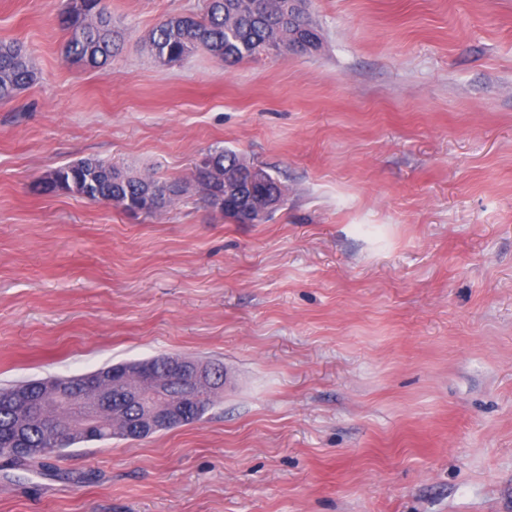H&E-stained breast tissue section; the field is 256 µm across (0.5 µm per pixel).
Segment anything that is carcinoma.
Masks as SVG:
<instances>
[{
    "instance_id": "cac0c4a2",
    "label": "carcinoma",
    "mask_w": 512,
    "mask_h": 512,
    "mask_svg": "<svg viewBox=\"0 0 512 512\" xmlns=\"http://www.w3.org/2000/svg\"><path fill=\"white\" fill-rule=\"evenodd\" d=\"M290 0H207L204 12L190 17L173 15L160 21L148 37V52L159 63L168 65L187 57L198 48L206 50L220 62H241L264 51H290V45L304 41L316 48L318 31L306 12L288 8ZM61 24L68 32L67 59L90 68H105L118 50L112 32V19L107 0H66ZM36 72L30 54L17 41H0V100L9 99L17 91L34 82ZM244 193H272L282 186L273 175L266 181L249 185L248 167L239 163L237 154L216 147L195 167L194 182L199 187V201L206 207L244 222L245 212L236 200L224 198V181ZM43 191L75 195L88 201H116L127 212L151 215L165 204L178 199L187 190L181 178L158 180L151 176H131L112 164L93 158L47 171L39 181ZM53 378L33 380L20 385L26 396L39 401ZM217 393L204 392L189 408L184 424H193L218 402ZM83 429L62 438L55 453L44 424L36 413H30L27 428L21 430L20 446L24 452L13 454L12 443L16 412L8 401H0V458L44 463L73 445L103 440H141L155 431L146 429L134 435L124 418L94 420L89 418L86 404L78 403L64 414Z\"/></svg>"
}]
</instances>
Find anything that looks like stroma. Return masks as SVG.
Returning <instances> with one entry per match:
<instances>
[{"mask_svg": "<svg viewBox=\"0 0 512 512\" xmlns=\"http://www.w3.org/2000/svg\"><path fill=\"white\" fill-rule=\"evenodd\" d=\"M0 0L35 81L0 101V388L165 354L223 362L199 423L0 458V512H512V0H311L308 53L147 52L206 0ZM224 147L287 186L239 224L43 193L81 159L185 177ZM65 2L60 20L69 35L67 59L90 68H105L118 50L107 0Z\"/></svg>", "mask_w": 512, "mask_h": 512, "instance_id": "35a3bbf8", "label": "stroma"}]
</instances>
